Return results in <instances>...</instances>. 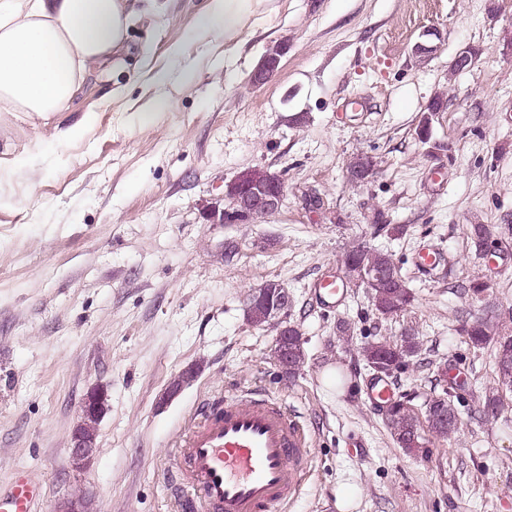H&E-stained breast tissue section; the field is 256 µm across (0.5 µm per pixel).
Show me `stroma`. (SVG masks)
<instances>
[{"mask_svg": "<svg viewBox=\"0 0 512 512\" xmlns=\"http://www.w3.org/2000/svg\"><path fill=\"white\" fill-rule=\"evenodd\" d=\"M207 3L154 0L128 53L90 73L70 111L0 112V489L25 470L43 485L37 512L79 488L98 512H183L171 475L189 414L248 388L278 396L312 439L283 512H337L348 485L356 512H512V393L485 421L494 352L458 332L460 312L483 301L512 309V0H257L231 41L199 26ZM275 48L277 73L254 86ZM465 50L474 63L454 69ZM437 97L445 110L428 113ZM75 123L82 136L62 137ZM435 142L451 153L431 157ZM358 155L376 173L354 186ZM254 168L283 179L280 209L212 223L227 184ZM474 224L499 227L489 254L476 256ZM359 239L406 279L401 314H379L363 287L320 294ZM428 249L442 257L433 270L417 264ZM476 279L481 300L466 290ZM269 282L292 294L287 321L304 340L291 377L275 328L246 318L249 293ZM409 327L421 351L383 386L419 410L442 374L459 383L461 431L423 457L393 441L360 355ZM190 367L194 380L167 396ZM97 385L108 409L78 469L72 432Z\"/></svg>", "mask_w": 512, "mask_h": 512, "instance_id": "35a3bbf8", "label": "stroma"}]
</instances>
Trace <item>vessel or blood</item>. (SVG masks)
Wrapping results in <instances>:
<instances>
[{
	"instance_id": "obj_1",
	"label": "vessel or blood",
	"mask_w": 512,
	"mask_h": 512,
	"mask_svg": "<svg viewBox=\"0 0 512 512\" xmlns=\"http://www.w3.org/2000/svg\"><path fill=\"white\" fill-rule=\"evenodd\" d=\"M305 427L277 397L242 390L205 398L177 442V492L200 512H278L300 486L310 456ZM42 487L18 472L0 512H33Z\"/></svg>"
}]
</instances>
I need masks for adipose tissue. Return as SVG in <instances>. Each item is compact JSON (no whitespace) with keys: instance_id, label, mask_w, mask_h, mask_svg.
<instances>
[{"instance_id":"obj_1","label":"adipose tissue","mask_w":512,"mask_h":512,"mask_svg":"<svg viewBox=\"0 0 512 512\" xmlns=\"http://www.w3.org/2000/svg\"><path fill=\"white\" fill-rule=\"evenodd\" d=\"M254 0H210L202 27L231 40ZM136 0H0V112L68 111L85 77L121 53Z\"/></svg>"}]
</instances>
